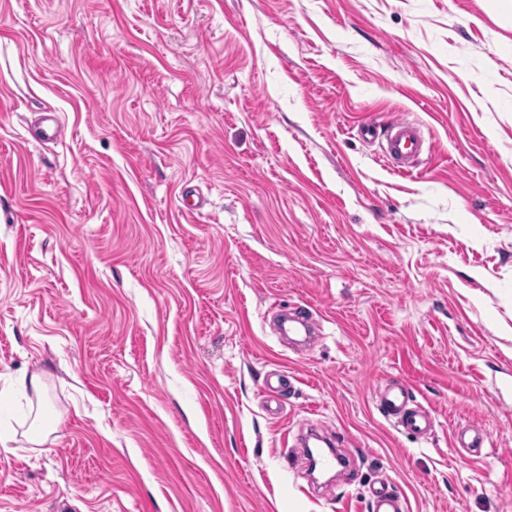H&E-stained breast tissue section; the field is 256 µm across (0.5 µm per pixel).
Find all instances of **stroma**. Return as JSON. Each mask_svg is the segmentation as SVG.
<instances>
[{"label":"stroma","instance_id":"35a3bbf8","mask_svg":"<svg viewBox=\"0 0 512 512\" xmlns=\"http://www.w3.org/2000/svg\"><path fill=\"white\" fill-rule=\"evenodd\" d=\"M404 113L411 174L357 133ZM309 423L350 472L290 459ZM0 426V512H368L382 479L512 512V0H0ZM18 386L22 390L28 389L30 386L32 390L36 394L38 409L36 412V420L40 422V426L37 430H35L32 434L31 442L35 445L42 446L46 442V435L43 431V422H44V414L42 412V408L44 407V390L40 380L37 377H31L29 382L26 378H23L19 381ZM378 409L385 418L396 419L397 425L407 433L422 437L432 430L431 414L422 408L408 409L403 389L396 392L389 388L380 392Z\"/></svg>","mask_w":512,"mask_h":512}]
</instances>
